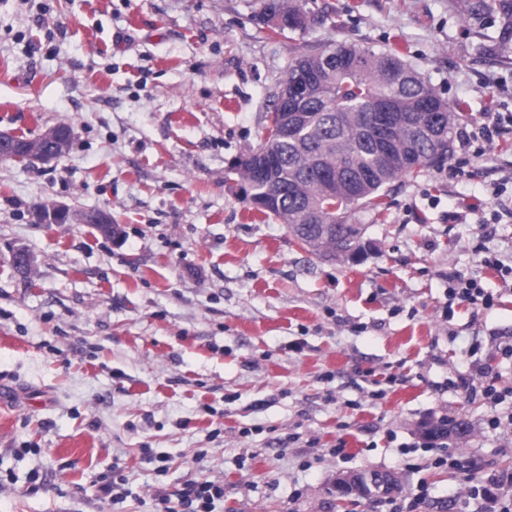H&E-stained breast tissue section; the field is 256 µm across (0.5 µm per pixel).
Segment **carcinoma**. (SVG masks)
Listing matches in <instances>:
<instances>
[{"instance_id":"cac0c4a2","label":"carcinoma","mask_w":512,"mask_h":512,"mask_svg":"<svg viewBox=\"0 0 512 512\" xmlns=\"http://www.w3.org/2000/svg\"><path fill=\"white\" fill-rule=\"evenodd\" d=\"M464 21L499 15L502 35L494 45L512 49V0H451ZM275 34L304 33L317 23L302 0H266L262 22L273 17ZM317 78L306 100L275 94L270 127L280 130L274 161L261 169L251 149L231 167L243 201L282 221L302 246L325 261H354L365 225L355 214L367 208L381 216L387 189L399 179L441 168L454 152V130L462 105H450L402 59L397 48L377 51L341 42L295 57L297 68Z\"/></svg>"}]
</instances>
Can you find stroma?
I'll use <instances>...</instances> for the list:
<instances>
[{
	"mask_svg": "<svg viewBox=\"0 0 512 512\" xmlns=\"http://www.w3.org/2000/svg\"><path fill=\"white\" fill-rule=\"evenodd\" d=\"M450 2L304 0L318 24L272 37L262 0H0V131L73 133L50 164L0 160V512H174L205 480L215 512L512 503V54ZM339 42L400 45L465 105L448 164L396 184L385 221L358 210L355 263L310 253L226 177L292 58ZM45 202L119 235L37 223ZM452 273L491 305L449 300ZM462 418L466 437L427 438ZM116 469L117 505L97 490ZM373 470L402 492L331 489Z\"/></svg>",
	"mask_w": 512,
	"mask_h": 512,
	"instance_id": "1",
	"label": "stroma"
}]
</instances>
